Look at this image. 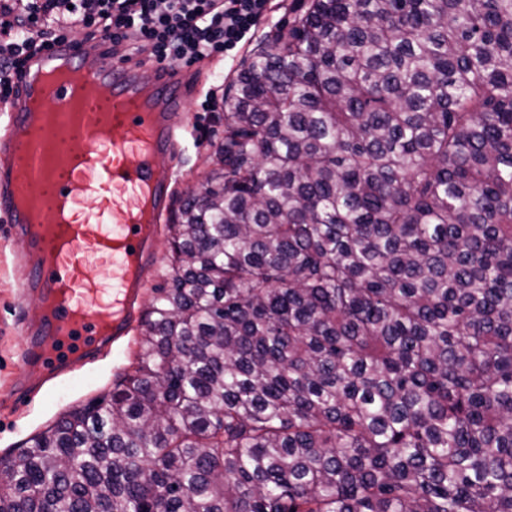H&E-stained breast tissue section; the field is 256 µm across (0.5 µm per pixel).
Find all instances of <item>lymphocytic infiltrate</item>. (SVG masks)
Listing matches in <instances>:
<instances>
[{
  "label": "lymphocytic infiltrate",
  "mask_w": 512,
  "mask_h": 512,
  "mask_svg": "<svg viewBox=\"0 0 512 512\" xmlns=\"http://www.w3.org/2000/svg\"><path fill=\"white\" fill-rule=\"evenodd\" d=\"M268 0H0V100L16 92L27 56L54 42L98 35L113 51L186 66L231 50L265 18Z\"/></svg>",
  "instance_id": "1"
}]
</instances>
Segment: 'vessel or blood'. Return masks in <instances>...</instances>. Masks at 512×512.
Returning <instances> with one entry per match:
<instances>
[{
  "mask_svg": "<svg viewBox=\"0 0 512 512\" xmlns=\"http://www.w3.org/2000/svg\"><path fill=\"white\" fill-rule=\"evenodd\" d=\"M96 47L93 56L68 41L30 58L19 92L6 106L9 121L0 135V215L10 234L26 239L29 250L18 295L42 297L60 285L70 291L52 318L29 322L31 340L19 354L28 367H42L50 376L69 355L95 356L129 333L155 240L154 232L135 221L141 190L151 188L152 221L160 223L170 195L171 162L181 149L182 114L197 87L193 72L154 61L148 65L151 86L143 88L138 63L111 55L109 67H101L98 56L108 52L109 39L98 38ZM64 63L83 69L98 85L108 102L106 113L77 109L68 86L43 82L45 73ZM44 97L55 107L54 143L28 126L29 102ZM162 156L167 165H159ZM19 175L40 188L46 210L67 199L66 222L32 236L26 214L15 203ZM89 196L97 198V206L80 210ZM92 259L105 263V274L97 280L83 275Z\"/></svg>",
  "mask_w": 512,
  "mask_h": 512,
  "instance_id": "obj_1",
  "label": "vessel or blood"
}]
</instances>
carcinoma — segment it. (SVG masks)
I'll list each match as a JSON object with an SVG mask.
<instances>
[{
	"label": "carcinoma",
	"instance_id": "1",
	"mask_svg": "<svg viewBox=\"0 0 512 512\" xmlns=\"http://www.w3.org/2000/svg\"><path fill=\"white\" fill-rule=\"evenodd\" d=\"M220 163L0 512H512V0H310Z\"/></svg>",
	"mask_w": 512,
	"mask_h": 512
}]
</instances>
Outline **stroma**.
Masks as SVG:
<instances>
[{
  "mask_svg": "<svg viewBox=\"0 0 512 512\" xmlns=\"http://www.w3.org/2000/svg\"><path fill=\"white\" fill-rule=\"evenodd\" d=\"M308 2L270 0L268 17L254 33L228 51L224 61L207 62V75L186 105L183 150L179 174L171 184L169 209H177L186 192L204 182L215 167L224 142V97L237 71L259 45L304 11ZM5 227L6 221L0 217V458L16 454L30 437L62 414L110 392L117 374L131 369L141 332L140 322H133L129 335L110 352L73 360L66 373L45 381L22 405H7L14 383L25 380L29 371L18 358L27 337L22 333L26 306L19 301L16 288L17 261L27 243L6 236Z\"/></svg>",
  "mask_w": 512,
  "mask_h": 512,
  "instance_id": "obj_1",
  "label": "stroma"
}]
</instances>
